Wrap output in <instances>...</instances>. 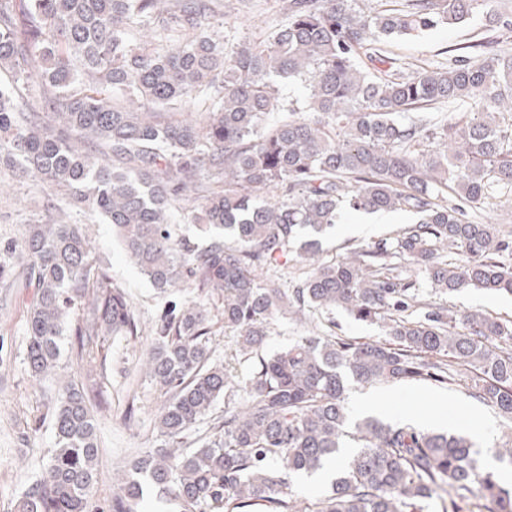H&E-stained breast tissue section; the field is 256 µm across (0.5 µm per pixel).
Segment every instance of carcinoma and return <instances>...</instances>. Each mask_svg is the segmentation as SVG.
<instances>
[{
	"label": "carcinoma",
	"instance_id": "obj_1",
	"mask_svg": "<svg viewBox=\"0 0 512 512\" xmlns=\"http://www.w3.org/2000/svg\"><path fill=\"white\" fill-rule=\"evenodd\" d=\"M405 2L366 11L358 0H285L287 20L267 39L228 50L216 30L221 0H0V72L10 77L0 85V163L68 196L67 208L28 225L19 274L0 260V288L19 278L33 289L32 376L56 374L67 327L75 359L102 368L105 337L140 334L124 289L65 215L103 217L154 288L192 294L167 301L155 320L146 362L164 398L155 447L130 465L111 512H134L147 485L178 512H430L438 488L448 489L440 512H460L477 493L494 512H512V490L480 467L467 436L370 417L348 430V384H446L461 367L471 369L470 394L512 422V322L479 310L450 316L404 275L415 266L440 294L512 295V267L499 260L512 244L467 216L512 196V123L500 119L512 112V14L497 15L503 40L473 59L365 70V46L464 23L486 0ZM284 79L305 88V110L279 100ZM188 102L203 120L169 115ZM445 107L467 119L442 122ZM346 209L417 219L327 264L321 238ZM297 248L310 266L300 287L257 277L288 265ZM310 309L380 321L386 339L302 336L237 377L214 361L213 321L247 355L272 317ZM61 391L54 447L18 512H105L92 496L90 393L73 379ZM221 397L224 415L182 451ZM347 439L357 449L344 457ZM340 457L330 491L296 510L291 477Z\"/></svg>",
	"mask_w": 512,
	"mask_h": 512
}]
</instances>
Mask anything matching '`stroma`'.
<instances>
[{
  "instance_id": "obj_1",
  "label": "stroma",
  "mask_w": 512,
  "mask_h": 512,
  "mask_svg": "<svg viewBox=\"0 0 512 512\" xmlns=\"http://www.w3.org/2000/svg\"><path fill=\"white\" fill-rule=\"evenodd\" d=\"M282 0H224V44L231 47L242 40L266 38L284 19ZM512 9V0H489L465 23L441 25L413 36L390 39L382 49L397 68L444 66L453 49L498 37L499 30L490 16ZM63 189L18 181L11 168L0 165V244L20 241L28 224L37 222L47 205L63 204ZM355 212H344L323 244L324 261H335L351 247L366 245L392 236L411 220L410 213H389L386 223L369 233H353L347 226L355 222ZM83 229L97 246L113 283L124 288L140 319L139 336L109 340L111 356L105 367L77 365L71 351L72 336H64L60 372L74 376L98 397L93 404L98 422L101 450L98 478L93 489L95 500L111 499L118 491L117 478L133 458L151 447L156 435L159 401L153 385L145 379L142 367L152 347L150 326L167 299L178 298V291L164 294L129 264L112 233L100 216L82 219ZM31 293L23 288H0V512H15L22 493L43 470L47 448L54 445L52 421L47 407L59 395L57 380L37 381L24 361L27 341V310ZM438 304L449 313L461 315L480 309L501 320H512V297L464 289L451 296H437ZM336 334L358 341L381 340V325L353 321L345 313L319 310L301 322L292 315H275L264 344L247 362L255 368L260 359L284 350L298 337L313 333ZM468 372H459L455 381L439 385L430 381L374 386L349 385L346 405L352 418L365 416L363 398L378 394L383 398L376 415L390 423H406L439 432L467 433L476 446L485 448L512 440V427L499 417L492 404L472 398L466 383ZM39 424L35 437L26 431Z\"/></svg>"
}]
</instances>
